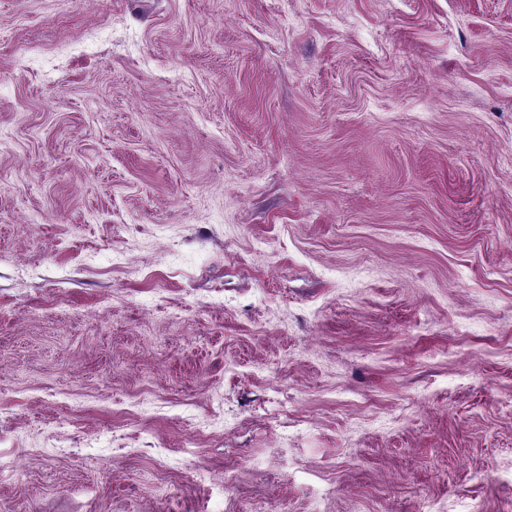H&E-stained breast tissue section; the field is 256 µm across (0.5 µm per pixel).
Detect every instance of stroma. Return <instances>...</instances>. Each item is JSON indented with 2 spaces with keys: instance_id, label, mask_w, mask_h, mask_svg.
<instances>
[{
  "instance_id": "stroma-1",
  "label": "stroma",
  "mask_w": 512,
  "mask_h": 512,
  "mask_svg": "<svg viewBox=\"0 0 512 512\" xmlns=\"http://www.w3.org/2000/svg\"><path fill=\"white\" fill-rule=\"evenodd\" d=\"M0 512H512V0H0Z\"/></svg>"
}]
</instances>
